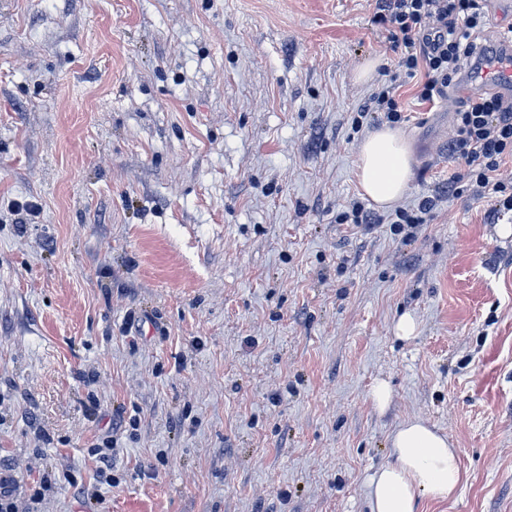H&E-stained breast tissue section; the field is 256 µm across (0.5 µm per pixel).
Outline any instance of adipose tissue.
Listing matches in <instances>:
<instances>
[{"label":"adipose tissue","mask_w":512,"mask_h":512,"mask_svg":"<svg viewBox=\"0 0 512 512\" xmlns=\"http://www.w3.org/2000/svg\"><path fill=\"white\" fill-rule=\"evenodd\" d=\"M355 177L363 197L380 208L394 206L412 178L407 134L381 125L357 147ZM391 459L369 479L370 512H419L421 500L445 502L465 481L454 443L420 418L400 423L390 435Z\"/></svg>","instance_id":"1"}]
</instances>
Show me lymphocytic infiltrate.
Masks as SVG:
<instances>
[{
    "label": "lymphocytic infiltrate",
    "mask_w": 512,
    "mask_h": 512,
    "mask_svg": "<svg viewBox=\"0 0 512 512\" xmlns=\"http://www.w3.org/2000/svg\"><path fill=\"white\" fill-rule=\"evenodd\" d=\"M376 8L393 27L391 41L401 52L404 72L370 98L371 111L384 113L389 122L403 118V79L413 80L417 100L431 104L460 81L464 65L490 53L481 42L484 0H376ZM455 121L450 151L464 160L474 193L491 198L493 211H511L512 180L498 173L505 160H512V106L475 90L463 99Z\"/></svg>",
    "instance_id": "obj_1"
}]
</instances>
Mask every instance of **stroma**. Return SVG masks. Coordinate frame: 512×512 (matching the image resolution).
I'll list each match as a JSON object with an SVG mask.
<instances>
[{
    "label": "stroma",
    "instance_id": "stroma-1",
    "mask_svg": "<svg viewBox=\"0 0 512 512\" xmlns=\"http://www.w3.org/2000/svg\"><path fill=\"white\" fill-rule=\"evenodd\" d=\"M389 30L375 0H0V459L41 512H369L414 417L466 473L420 512H512V211L442 192L458 88L402 87L410 187L336 221ZM437 199L435 197H427L422 200L415 209H402L396 212V220L392 224H427L432 218V213L436 207Z\"/></svg>",
    "mask_w": 512,
    "mask_h": 512
}]
</instances>
